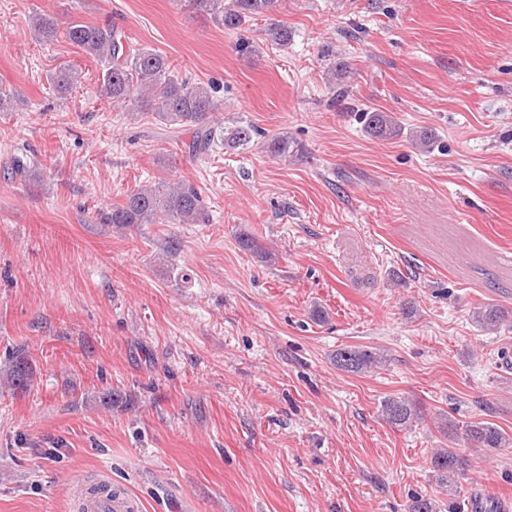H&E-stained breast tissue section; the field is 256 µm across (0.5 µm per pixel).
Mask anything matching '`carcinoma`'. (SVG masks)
Instances as JSON below:
<instances>
[{"label":"carcinoma","instance_id":"carcinoma-1","mask_svg":"<svg viewBox=\"0 0 512 512\" xmlns=\"http://www.w3.org/2000/svg\"><path fill=\"white\" fill-rule=\"evenodd\" d=\"M191 12L209 19L213 25L228 31L242 29L243 24L256 16L276 10L279 0H177ZM28 26L36 42L53 43L58 38L81 49L102 66L97 86L99 96L113 105L136 103L138 111L152 116L160 125L171 129L191 126L195 135L192 151L199 154L221 145L226 150L245 148L255 137H264L267 153L280 160L298 158L304 148L286 132L262 135L254 124L238 120L219 128L210 124L221 103L214 96L211 85L191 83L174 74L168 58L150 47H124L121 37L110 25L72 22L59 29L55 16L36 11L29 16ZM328 72L337 85L336 101L342 102L348 94L349 76L343 65L331 64ZM55 91L63 96L80 83V72L69 64L59 66L50 77ZM23 104L15 89L0 86V112H13ZM364 128L372 137L386 139L399 134L400 126L390 112L361 113ZM98 223L126 227L131 224H203L207 213L198 190L185 182L158 181L141 185L123 201L97 212ZM474 323L483 331H496L506 321L505 312L497 305L487 303L475 308ZM385 362L384 353L369 347L346 346L336 350V366L346 372H369ZM383 419L392 427L405 429L419 420V409L405 398L389 397L381 405ZM466 438L475 448L501 449L512 446V437L495 424L482 422L466 430ZM433 465L440 484L453 493L458 489V478L464 474L463 460L451 448H438ZM436 501L415 497L407 512H438Z\"/></svg>","mask_w":512,"mask_h":512}]
</instances>
